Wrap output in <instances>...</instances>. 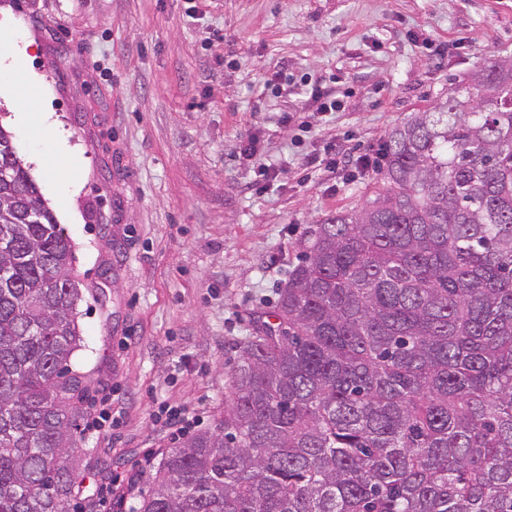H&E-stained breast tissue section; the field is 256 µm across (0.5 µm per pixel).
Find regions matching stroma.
Returning a JSON list of instances; mask_svg holds the SVG:
<instances>
[{
    "label": "stroma",
    "mask_w": 512,
    "mask_h": 512,
    "mask_svg": "<svg viewBox=\"0 0 512 512\" xmlns=\"http://www.w3.org/2000/svg\"><path fill=\"white\" fill-rule=\"evenodd\" d=\"M0 51L35 76L21 101L0 72V126L73 245L81 420L112 397L111 420L78 430L76 479L135 476L112 512H136L144 452L177 445L170 410L198 431L223 420L240 345L311 230L370 195L379 169L360 157L512 58V0H0ZM314 82L336 112L284 130ZM28 112L51 113L52 135Z\"/></svg>",
    "instance_id": "1"
}]
</instances>
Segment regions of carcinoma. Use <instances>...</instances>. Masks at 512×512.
I'll use <instances>...</instances> for the list:
<instances>
[{"mask_svg": "<svg viewBox=\"0 0 512 512\" xmlns=\"http://www.w3.org/2000/svg\"><path fill=\"white\" fill-rule=\"evenodd\" d=\"M139 512H512V60L381 146ZM0 512H68L73 250L0 127Z\"/></svg>", "mask_w": 512, "mask_h": 512, "instance_id": "obj_1", "label": "carcinoma"}]
</instances>
